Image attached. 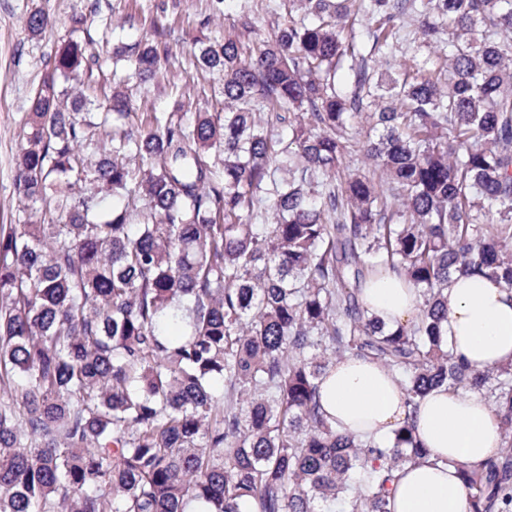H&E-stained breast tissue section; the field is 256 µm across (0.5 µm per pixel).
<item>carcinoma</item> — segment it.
<instances>
[{
	"instance_id": "obj_1",
	"label": "carcinoma",
	"mask_w": 512,
	"mask_h": 512,
	"mask_svg": "<svg viewBox=\"0 0 512 512\" xmlns=\"http://www.w3.org/2000/svg\"><path fill=\"white\" fill-rule=\"evenodd\" d=\"M291 2L246 54L194 50L222 113L71 95L102 71L78 36L95 3L47 61L15 160L24 216L0 225V512H389L396 467L427 452L408 422L381 447L324 415L318 380L346 356L401 375L412 407L483 395L507 448L461 480L469 512H512V368L470 370L440 330L453 274L512 290V0ZM409 15L448 69L383 72ZM47 24L26 15L33 37ZM163 35L115 62L163 77ZM114 195L142 206L89 219ZM387 269L422 297L393 330L347 287Z\"/></svg>"
}]
</instances>
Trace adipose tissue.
I'll list each match as a JSON object with an SVG mask.
<instances>
[{"label":"adipose tissue","instance_id":"ef3b65f1","mask_svg":"<svg viewBox=\"0 0 512 512\" xmlns=\"http://www.w3.org/2000/svg\"><path fill=\"white\" fill-rule=\"evenodd\" d=\"M359 300L367 313L392 327L412 319L421 303L419 293L393 272L367 278ZM442 333L450 351L472 369L512 365V291L487 277L453 276ZM319 396L337 429L383 444L413 418L428 457L396 470L392 512H467L459 465L477 466L502 448L498 417L482 395L442 386L413 409L398 376L369 359L338 360L321 376Z\"/></svg>","mask_w":512,"mask_h":512}]
</instances>
